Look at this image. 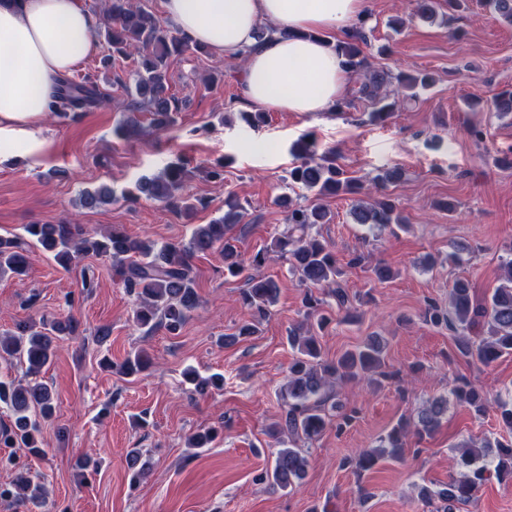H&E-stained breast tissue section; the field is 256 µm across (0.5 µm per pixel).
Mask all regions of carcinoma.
Instances as JSON below:
<instances>
[{
    "label": "carcinoma",
    "mask_w": 512,
    "mask_h": 512,
    "mask_svg": "<svg viewBox=\"0 0 512 512\" xmlns=\"http://www.w3.org/2000/svg\"><path fill=\"white\" fill-rule=\"evenodd\" d=\"M97 34L104 36L112 47V55L129 59L134 64L132 82L115 76V83L122 86L130 97L128 115L118 127L123 135L135 132L139 115L149 113L152 123L163 126L173 120V113L180 111L179 101L168 94V59L189 50H197L185 36L160 24L153 13L132 0H106L103 7V27ZM367 43L362 27L338 40L335 49L344 59V65L354 74L365 72L368 67L363 44ZM427 74L413 75L379 70L358 83L352 99L336 103L342 111L353 105V100L366 101L371 106L370 121L381 123L399 111L404 103L417 99L413 93L400 98L389 86L397 83L409 89L430 86ZM106 104V96L98 86L87 81L75 82L64 78L60 81L52 112L59 117L70 113L85 112ZM297 163L289 171L292 183L320 197L339 192H361L354 179L336 164L331 153L316 155L315 146L308 140L295 149ZM188 174L181 162L168 164L159 174L144 176L136 184V191H129L124 198L137 201L143 197L162 203L177 213H189L196 205L187 202L179 191ZM402 178L398 167L389 169L376 178L378 196L353 210L355 223L372 228H385L392 224L403 226L404 219L384 189ZM113 191L101 186L93 191L80 193V208L94 210L112 202ZM279 205L286 211L288 230L276 237L271 248L257 251L250 258L242 257L238 250V237L234 230L242 223L245 207L232 195L224 199V215L208 224L193 229L188 241L158 245L154 242L133 239L114 225L103 233L88 234L79 224H27L24 231L28 240L0 236V276H22L28 267L27 246L33 245L49 254L63 268L75 255L105 257L115 262V272L124 290L134 298L136 308L133 321L140 328L154 330L158 327L176 335L199 304L195 280L191 276L192 261L209 253L224 256V275L236 277L246 269L254 273L247 276V288L241 294L242 303L251 311L252 320L240 325L237 331L224 337V343L252 336L258 326L271 313L279 295L278 283L260 273L269 260V253L288 260L290 271L297 275L307 288L304 296L306 316L310 326L288 330V344L296 352L283 388L284 410L281 421L275 424L274 435L291 439L313 440L330 424L326 408L333 389L352 380L366 379L380 384L384 381L401 382L399 375L386 370V342L380 336L369 337L361 346L347 350L334 361L322 358L319 335L331 322L325 310V297L336 301L338 309L346 312L345 319L355 321L359 315L351 312V299L340 283L342 271L336 264L331 246L318 234L311 233L315 224H326L330 214L318 205L304 206L293 203L287 196L279 198ZM501 282L492 289L484 301L473 300L471 284L457 277L449 290L448 308L429 302L424 310L426 322L444 326L454 333L456 352L475 365L488 366L504 355L512 354V254L502 259ZM80 322L72 316L40 318L23 321L15 330L0 334V359L17 360L26 366L25 378L20 381L0 380V405L11 413V422L0 430L1 448H26L32 454L43 453L40 421L52 418L55 412L51 388L40 379L44 367L53 355V343L59 336L79 335ZM151 365L141 350L127 355L120 370L125 376H134ZM184 379L204 393L210 387L223 386L220 376L199 378L188 369ZM467 407L476 415L483 414L490 405L488 397L469 382L454 386L449 395L426 400L417 412L413 423L398 421L386 434L379 437L378 445L363 450L354 460L359 470H370L384 459L397 460L404 454L408 436L418 439L431 436L448 413L449 402ZM502 427L512 432V398L495 401ZM12 469L11 480L0 486V497H15L37 502L42 499L43 488L32 483L29 472L12 455L0 459ZM457 464L462 468L446 484L420 487V497L427 503H443L441 512H456L460 505L469 504L479 488L491 477L512 480V439H482L460 445ZM309 466L308 456L301 449L291 446L279 448L271 467L259 480L273 491H287L304 479Z\"/></svg>",
    "instance_id": "1"
}]
</instances>
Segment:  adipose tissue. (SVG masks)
Listing matches in <instances>:
<instances>
[{
	"instance_id": "adipose-tissue-1",
	"label": "adipose tissue",
	"mask_w": 512,
	"mask_h": 512,
	"mask_svg": "<svg viewBox=\"0 0 512 512\" xmlns=\"http://www.w3.org/2000/svg\"><path fill=\"white\" fill-rule=\"evenodd\" d=\"M191 42L245 58L243 97L278 112L334 111L353 78L327 43L367 14V0H163ZM274 33L258 39L262 25ZM97 19L77 0H0V152L50 110L58 82L97 51Z\"/></svg>"
}]
</instances>
